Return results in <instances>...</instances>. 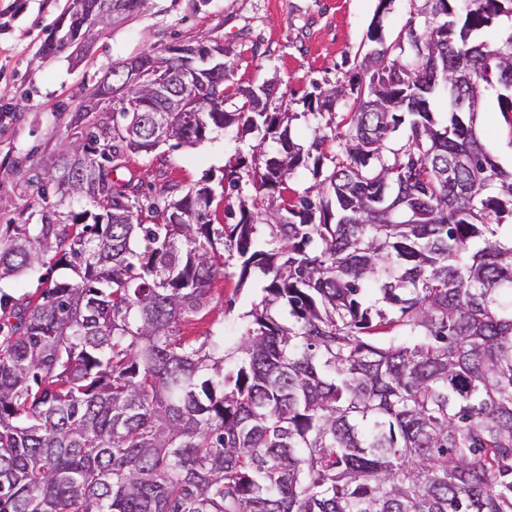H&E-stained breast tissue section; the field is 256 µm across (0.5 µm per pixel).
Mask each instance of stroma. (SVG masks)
Here are the masks:
<instances>
[{
    "mask_svg": "<svg viewBox=\"0 0 512 512\" xmlns=\"http://www.w3.org/2000/svg\"><path fill=\"white\" fill-rule=\"evenodd\" d=\"M421 4L390 0L383 9L379 0H150L123 23L93 26L82 44L47 53L43 44L66 28L73 0H0V224L39 215L45 206L41 186L54 176L46 162L71 148L76 107L125 59L172 46H221L226 87L274 84L272 106L294 113L292 136L305 145L322 121L309 114L308 93L317 86L350 88L361 77L372 20H379L384 44L394 45L407 40L405 24ZM480 132L496 160L511 168L512 126L490 94ZM258 143L268 151L276 147L234 125L213 128L197 145H166L130 156L117 177L139 182L147 204L209 185L222 223L225 207L238 203L222 190L224 166L236 157L261 165L252 150ZM263 286L259 277L241 281L238 263L229 260L202 307L183 316L177 331L191 337L240 335V315L260 298Z\"/></svg>",
    "mask_w": 512,
    "mask_h": 512,
    "instance_id": "1",
    "label": "stroma"
}]
</instances>
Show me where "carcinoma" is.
<instances>
[{
    "mask_svg": "<svg viewBox=\"0 0 512 512\" xmlns=\"http://www.w3.org/2000/svg\"><path fill=\"white\" fill-rule=\"evenodd\" d=\"M102 5L74 0L45 51L106 24ZM419 16L412 59L375 20L366 79L309 95L346 130L329 120L306 147L273 85L237 88L228 112L226 75L184 83L175 48L166 93L142 86L89 123L78 106L80 161L49 166L99 212L57 201L0 240V283L50 254L71 271L35 302L0 292V512H512V169L478 130L485 93L512 113V0H422ZM180 95L190 120L157 130L150 106ZM232 123L262 134L260 155L278 144L225 167L229 191H255L226 208L234 224L213 223L209 186L145 208L112 180L160 137L193 146ZM226 251L240 282L267 279L243 334L179 335Z\"/></svg>",
    "mask_w": 512,
    "mask_h": 512,
    "instance_id": "1",
    "label": "carcinoma"
}]
</instances>
